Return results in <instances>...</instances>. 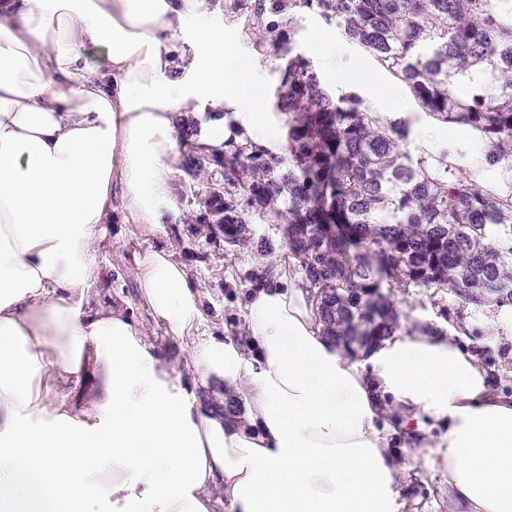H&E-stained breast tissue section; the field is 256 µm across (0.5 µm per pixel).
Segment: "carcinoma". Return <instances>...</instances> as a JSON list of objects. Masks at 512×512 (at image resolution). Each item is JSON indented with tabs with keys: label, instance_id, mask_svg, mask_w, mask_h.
I'll list each match as a JSON object with an SVG mask.
<instances>
[{
	"label": "carcinoma",
	"instance_id": "obj_1",
	"mask_svg": "<svg viewBox=\"0 0 512 512\" xmlns=\"http://www.w3.org/2000/svg\"><path fill=\"white\" fill-rule=\"evenodd\" d=\"M288 14L319 13L401 81L432 119L466 126L488 143L489 163L512 166V0H271ZM275 105L288 113V160L226 151L229 246H244L251 214L273 210L329 336L349 348L395 332L383 283L446 288L479 306L512 304V191L485 189L466 170L407 147V122L382 121L352 95L333 96L291 39H274ZM205 147L183 155L203 166Z\"/></svg>",
	"mask_w": 512,
	"mask_h": 512
}]
</instances>
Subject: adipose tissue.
Returning a JSON list of instances; mask_svg holds the SVG:
<instances>
[{"label": "adipose tissue", "mask_w": 512, "mask_h": 512, "mask_svg": "<svg viewBox=\"0 0 512 512\" xmlns=\"http://www.w3.org/2000/svg\"><path fill=\"white\" fill-rule=\"evenodd\" d=\"M263 71L199 0H0V512H214L219 493L225 512H401L392 407L408 440L447 421L459 512H512V400L446 337L351 359L291 280L251 296L247 347L197 341L201 292L152 249L139 299L188 341L187 385L122 310L75 303L113 188L146 233L170 206L178 119L209 111L201 146L281 154ZM476 138L426 127L417 153L463 162ZM218 382L242 414L205 402Z\"/></svg>", "instance_id": "ef3b65f1"}]
</instances>
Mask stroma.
Here are the masks:
<instances>
[{"instance_id": "stroma-1", "label": "stroma", "mask_w": 512, "mask_h": 512, "mask_svg": "<svg viewBox=\"0 0 512 512\" xmlns=\"http://www.w3.org/2000/svg\"><path fill=\"white\" fill-rule=\"evenodd\" d=\"M205 4L222 16L226 43L236 57L244 61L267 59L265 82L273 84L281 61L271 35L256 24V0H205ZM326 27L317 13L297 15L290 25L295 49L313 62L322 84L332 92L357 94L368 110L379 114L404 113L411 127L407 146L415 148L420 129L432 124L429 115L399 80L344 36H337V46L344 56L359 59L362 68L330 70L315 42L316 33ZM173 167L172 205L155 233L143 234L127 217L120 197H113L105 236L88 256L90 296L123 310L143 336L161 346L177 374L189 380L194 371L181 341L156 324L138 302L136 254L164 249L187 266L202 294L197 333L218 340L246 333L244 308L260 287L259 282L246 280L248 271L268 269L294 278L301 277L302 271L288 251L283 221L274 217H252L249 229L254 243L244 248H227L223 240L210 235L203 219V201L211 189L224 184V169L213 157H206L194 175L188 174L181 162H174ZM261 240L269 243V251L258 248ZM383 293L397 310L401 328L413 334L430 329L448 336L457 347L475 356L494 390L512 397V329L500 322L494 298L475 306L449 292L443 293L441 302H432L427 288L395 285L384 288ZM445 431V425L430 420L422 440L410 444L393 441L395 461L402 471V512H454L448 482L435 454L436 443Z\"/></svg>"}]
</instances>
